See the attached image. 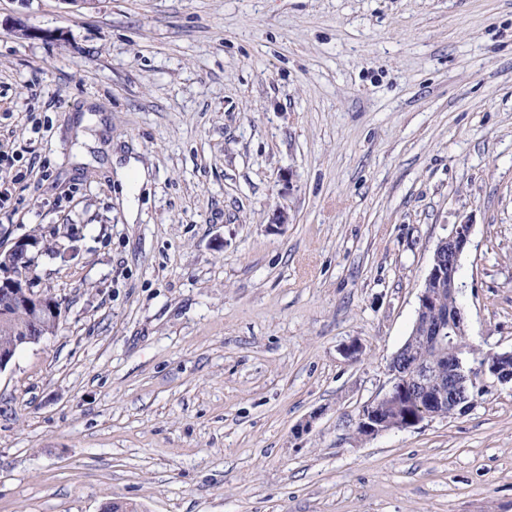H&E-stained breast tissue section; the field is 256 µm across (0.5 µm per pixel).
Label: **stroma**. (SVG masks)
<instances>
[{"mask_svg": "<svg viewBox=\"0 0 512 512\" xmlns=\"http://www.w3.org/2000/svg\"><path fill=\"white\" fill-rule=\"evenodd\" d=\"M0 142V246L75 248L0 372V512H512L511 384L354 436L455 224L512 349V0H0Z\"/></svg>", "mask_w": 512, "mask_h": 512, "instance_id": "obj_1", "label": "stroma"}]
</instances>
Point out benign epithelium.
<instances>
[{"label":"benign epithelium","mask_w":512,"mask_h":512,"mask_svg":"<svg viewBox=\"0 0 512 512\" xmlns=\"http://www.w3.org/2000/svg\"><path fill=\"white\" fill-rule=\"evenodd\" d=\"M472 225H453L447 237L433 252L431 268L418 299L413 339L439 354L436 364H421L394 355L389 364L391 387L361 409L357 422L372 439L393 429L414 428L426 419L443 416L450 404L471 401L473 393L485 387L490 377L500 384H512V351H488L478 367L468 365L464 347L455 342L466 336L465 316L457 294L456 273L462 254L470 244ZM32 254L28 239H20L9 249L0 247L5 263H0V296L4 304L23 308L34 325L44 320L60 321L61 307L46 303L40 292L20 285L14 278L12 263ZM453 301L433 320L423 316L426 307L443 295Z\"/></svg>","instance_id":"7a95c632"}]
</instances>
